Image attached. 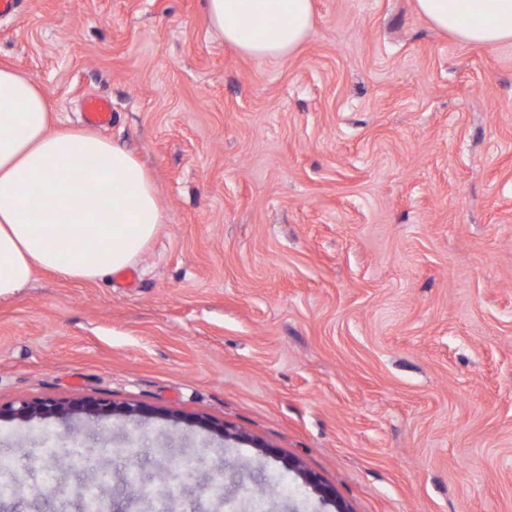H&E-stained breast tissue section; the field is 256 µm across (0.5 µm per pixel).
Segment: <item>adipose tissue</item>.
Wrapping results in <instances>:
<instances>
[{
	"instance_id": "obj_1",
	"label": "adipose tissue",
	"mask_w": 512,
	"mask_h": 512,
	"mask_svg": "<svg viewBox=\"0 0 512 512\" xmlns=\"http://www.w3.org/2000/svg\"><path fill=\"white\" fill-rule=\"evenodd\" d=\"M458 42H512V0H415ZM225 43L262 63L296 51L315 24L313 0H203ZM166 221L154 179L129 150L57 128L46 92L0 64V299L36 270L91 281L135 264Z\"/></svg>"
}]
</instances>
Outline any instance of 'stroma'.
I'll return each mask as SVG.
<instances>
[{
  "mask_svg": "<svg viewBox=\"0 0 512 512\" xmlns=\"http://www.w3.org/2000/svg\"><path fill=\"white\" fill-rule=\"evenodd\" d=\"M0 62L60 125L151 171L167 220L134 282L36 271L0 299V405L151 408L0 418L20 484L0 512H512V43L462 44L414 0H315L277 64L224 44L200 0H20ZM243 433L227 440L223 430ZM275 487L259 499L255 490ZM84 123L94 129L112 124V102L110 99L91 94L83 100ZM82 412H92L98 416L108 417L113 415L115 410L111 403L101 400L95 402L80 401L69 404L21 401L5 408L0 406V418L3 415H7L23 422H32L48 417L67 419Z\"/></svg>",
  "mask_w": 512,
  "mask_h": 512,
  "instance_id": "35a3bbf8",
  "label": "stroma"
}]
</instances>
